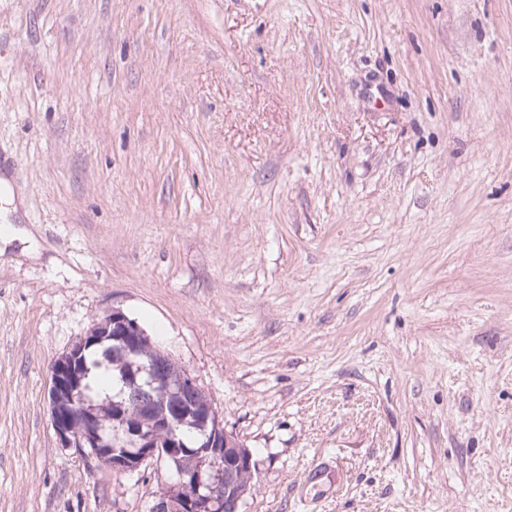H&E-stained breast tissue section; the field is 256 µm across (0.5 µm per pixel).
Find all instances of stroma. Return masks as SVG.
Segmentation results:
<instances>
[{"label": "stroma", "instance_id": "obj_1", "mask_svg": "<svg viewBox=\"0 0 512 512\" xmlns=\"http://www.w3.org/2000/svg\"><path fill=\"white\" fill-rule=\"evenodd\" d=\"M0 512L111 310L253 454L240 512H512V0H0Z\"/></svg>", "mask_w": 512, "mask_h": 512}]
</instances>
